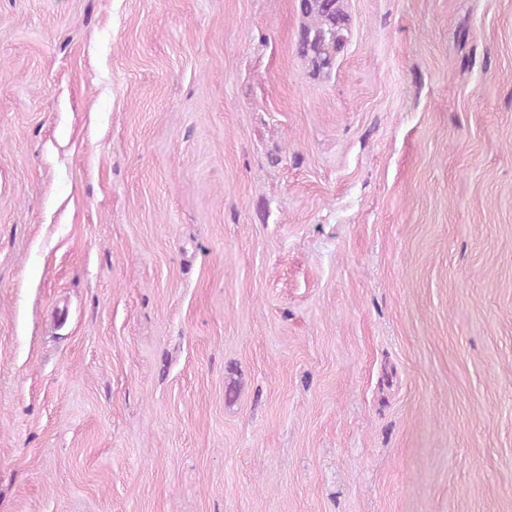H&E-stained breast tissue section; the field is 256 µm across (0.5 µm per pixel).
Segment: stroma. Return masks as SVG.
Returning <instances> with one entry per match:
<instances>
[{
  "label": "stroma",
  "mask_w": 512,
  "mask_h": 512,
  "mask_svg": "<svg viewBox=\"0 0 512 512\" xmlns=\"http://www.w3.org/2000/svg\"><path fill=\"white\" fill-rule=\"evenodd\" d=\"M0 0V512H512V0ZM304 17L295 48L305 60L313 77H326L336 67L337 54L343 49L349 18L340 0H300Z\"/></svg>",
  "instance_id": "1"
}]
</instances>
